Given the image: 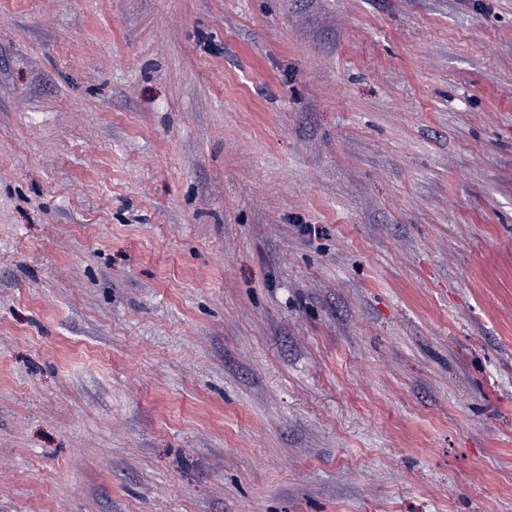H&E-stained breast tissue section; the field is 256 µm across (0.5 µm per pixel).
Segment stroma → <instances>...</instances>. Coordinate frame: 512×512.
Wrapping results in <instances>:
<instances>
[{
  "label": "stroma",
  "mask_w": 512,
  "mask_h": 512,
  "mask_svg": "<svg viewBox=\"0 0 512 512\" xmlns=\"http://www.w3.org/2000/svg\"><path fill=\"white\" fill-rule=\"evenodd\" d=\"M0 512H512V0H0Z\"/></svg>",
  "instance_id": "1"
}]
</instances>
